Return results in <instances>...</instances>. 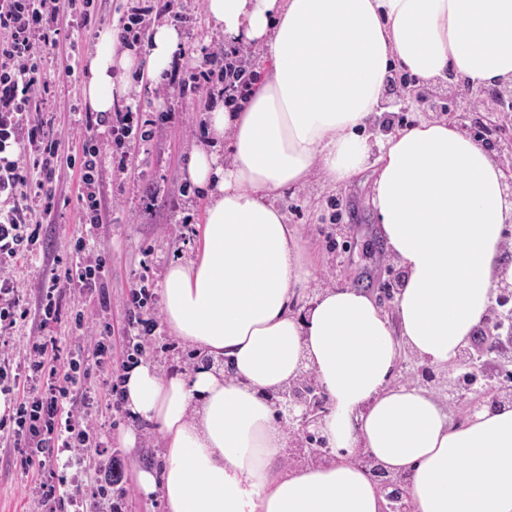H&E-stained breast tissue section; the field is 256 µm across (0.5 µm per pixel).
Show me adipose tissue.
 <instances>
[{"label":"adipose tissue","instance_id":"adipose-tissue-1","mask_svg":"<svg viewBox=\"0 0 512 512\" xmlns=\"http://www.w3.org/2000/svg\"><path fill=\"white\" fill-rule=\"evenodd\" d=\"M225 46L258 45L264 77L250 96L215 105L208 140L186 174L204 203L200 244L170 263L161 288L170 335L222 365L125 373L124 407L152 423L162 470L138 489L166 512H383L385 499L353 458L371 453L405 477L414 512H512V406L452 422L429 389L394 381L401 349L446 369L487 316L512 218L505 175L475 139L444 119L383 137L394 70L435 86L512 88V0H204ZM165 23L142 56L103 30L85 63L88 109L112 114L133 68L161 82L185 49ZM385 256L404 273L387 316L363 289L307 288L305 241L288 194L317 178L365 169ZM312 307L300 314L299 302ZM313 369L330 412L329 461L290 464L291 438L261 391Z\"/></svg>","mask_w":512,"mask_h":512}]
</instances>
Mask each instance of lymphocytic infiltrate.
<instances>
[{
    "instance_id": "1",
    "label": "lymphocytic infiltrate",
    "mask_w": 512,
    "mask_h": 512,
    "mask_svg": "<svg viewBox=\"0 0 512 512\" xmlns=\"http://www.w3.org/2000/svg\"><path fill=\"white\" fill-rule=\"evenodd\" d=\"M94 10V0H0V266L32 255L41 231L35 216L50 214L53 208L51 196L44 193L45 183L59 168L79 167L84 213V231L74 244V265L64 269L48 265L35 298H28L16 282L0 280V334L30 317L40 327H47L59 316L63 288L94 291L104 270L102 256L89 245L102 223L104 148L118 149L119 166L127 168L129 149L137 138L134 114L129 109L119 110L106 121L98 113H85V136L78 157L70 154L47 121L38 117L40 99L50 85L42 68L43 52L63 48V35L86 27ZM152 15L180 22L189 19L177 0H163L157 8L150 4L135 7L116 24L119 42L129 48L139 44ZM247 53V48L240 46L220 55H206L195 72L171 71L167 85L197 96L220 83L225 91L247 94L252 89V76L242 65ZM12 147L23 149L26 165L9 157ZM108 352L105 337L97 336L91 358H71L61 369L47 338L37 336L22 362H14L8 353L0 354V391L25 390L11 414L0 417V432L12 439L21 472L51 468L60 452L78 455L96 447L85 412L91 394L82 389L81 382L91 365L105 363Z\"/></svg>"
}]
</instances>
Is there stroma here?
Instances as JSON below:
<instances>
[{
    "label": "stroma",
    "mask_w": 512,
    "mask_h": 512,
    "mask_svg": "<svg viewBox=\"0 0 512 512\" xmlns=\"http://www.w3.org/2000/svg\"><path fill=\"white\" fill-rule=\"evenodd\" d=\"M135 4L136 0H103L90 27L75 35L74 51L64 55L50 49L43 55L42 65L52 84L42 113L53 120L55 135L61 136L70 149L81 146L75 121L87 110L82 94L85 59L94 51L100 32L112 28ZM185 6L194 16L193 23L182 28L189 53L179 66L187 72L199 67L203 56L223 52L224 37L209 26L203 0H186ZM68 63L75 69L69 77L62 73ZM130 87L134 91L131 109L148 137L135 149L131 173L120 171L117 160L110 156L103 165V223L95 240L97 253L106 261L100 286L91 293L65 294L60 319L47 330L58 341V362L62 365L69 357L91 354L93 333H108L112 359L92 368L84 381L94 396L88 419L102 446L77 462L70 460L68 453H61L62 463L54 476L92 494L96 477L109 468L113 452L118 451L125 458L122 512H165L161 499L143 498L136 489L139 470H158L163 465L157 431L147 422L131 423L124 409L114 404L112 384L122 373L128 341L137 333L130 322L131 288L143 281L152 292H159L169 263L191 259L199 245L203 204L184 171L191 152L207 145L208 140L205 114L196 109L191 95L183 96L177 89H165L146 80L131 81ZM447 106V91L433 86L427 101L385 113L383 126H410L423 117L458 121V113L448 111ZM372 180V171L366 170L336 188L311 183L288 199V221L310 243L307 259L316 270L312 288L355 286L371 294L390 314L394 304L386 294L398 268L376 246L379 227L371 204ZM50 188L54 210L43 220L39 246L47 257L64 267L70 260L71 244L82 231L77 170L60 169ZM340 205L345 208L341 214L336 211ZM78 313L85 320L82 331L74 324ZM145 358L165 374L189 372L197 363L191 347L163 326L153 334ZM131 427L138 432V443L133 448H121L118 437ZM43 478V473L35 471L22 474L15 465L14 448L9 441L0 440V512H32L31 490Z\"/></svg>",
    "instance_id": "stroma-1"
}]
</instances>
